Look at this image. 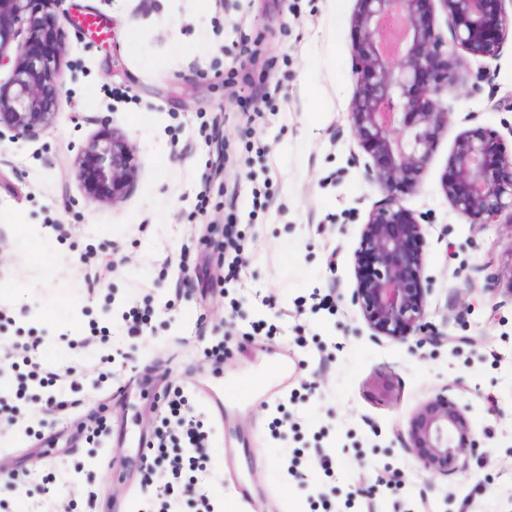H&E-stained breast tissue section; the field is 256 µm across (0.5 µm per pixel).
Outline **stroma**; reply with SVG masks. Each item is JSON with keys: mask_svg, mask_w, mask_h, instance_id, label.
<instances>
[{"mask_svg": "<svg viewBox=\"0 0 512 512\" xmlns=\"http://www.w3.org/2000/svg\"><path fill=\"white\" fill-rule=\"evenodd\" d=\"M66 6L94 15L97 31L64 26L57 121L33 138L0 130V386L19 391L25 416L0 425V469L16 477L0 482V512H30L26 474L61 464L70 479L56 504L138 512L156 488L113 433L161 428V391L176 387L216 429L213 466L239 469L252 492L244 503L210 484L232 512H319L322 492L336 512H356L352 492L371 486L376 512H512V226L469 223L441 187L465 113L512 127L511 111L492 108L512 93V47L470 61L473 93L449 89L456 117L400 194L428 231V321L464 339L418 345L374 339L350 301L362 224L387 197L346 118L356 0H208L203 15L195 0ZM115 129L138 177L111 206L86 194L73 159ZM228 224L244 237L240 288L224 286ZM317 293L334 311L316 307ZM133 306L152 312L134 334L122 319ZM259 320L273 334L243 340ZM37 337L44 367L70 369L82 387L67 417L47 411L19 363ZM218 341L220 364L203 353ZM383 375L396 403L374 394ZM457 385L478 447L468 471L430 477L403 440L418 406ZM290 394L277 438L269 424ZM102 415L110 431L99 436ZM240 437L246 462L224 454ZM380 474L391 487L376 486Z\"/></svg>", "mask_w": 512, "mask_h": 512, "instance_id": "stroma-1", "label": "stroma"}]
</instances>
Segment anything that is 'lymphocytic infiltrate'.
<instances>
[{
	"instance_id": "lymphocytic-infiltrate-1",
	"label": "lymphocytic infiltrate",
	"mask_w": 512,
	"mask_h": 512,
	"mask_svg": "<svg viewBox=\"0 0 512 512\" xmlns=\"http://www.w3.org/2000/svg\"><path fill=\"white\" fill-rule=\"evenodd\" d=\"M161 399L168 416L141 451L150 462L145 480L158 484L159 490L141 512H180L186 501L194 512H223L208 490L215 473L209 454L213 429L207 417L194 412L183 390L163 393Z\"/></svg>"
}]
</instances>
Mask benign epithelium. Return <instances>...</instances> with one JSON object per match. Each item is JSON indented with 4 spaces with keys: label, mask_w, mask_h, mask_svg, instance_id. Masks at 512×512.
Here are the masks:
<instances>
[{
    "label": "benign epithelium",
    "mask_w": 512,
    "mask_h": 512,
    "mask_svg": "<svg viewBox=\"0 0 512 512\" xmlns=\"http://www.w3.org/2000/svg\"><path fill=\"white\" fill-rule=\"evenodd\" d=\"M437 1L447 18L452 42L435 31L426 2ZM66 0H0V125L34 137L57 118L54 102L64 82L62 51ZM508 0H356L353 18V75L357 94L348 121L362 150L373 162L374 179L388 192L384 204L363 223L355 252L356 288L351 302L376 339L406 342L428 328L430 279L424 276L427 231L400 203L398 192L417 181L435 152L452 113L443 94L465 87L461 64L494 60L512 38ZM399 16L405 36L387 52L384 21ZM20 39L15 56L8 54ZM76 176L88 196L116 205L138 175L135 152L114 130L83 148L74 160ZM441 184L454 209L470 223L491 226L508 215L512 225V153L501 132L479 127L462 133L448 158ZM377 397L396 400L391 378L374 382ZM470 404L438 394L423 402L410 420L403 448L416 454L431 476L468 467L477 444L467 416Z\"/></svg>",
    "instance_id": "7a95c632"
}]
</instances>
